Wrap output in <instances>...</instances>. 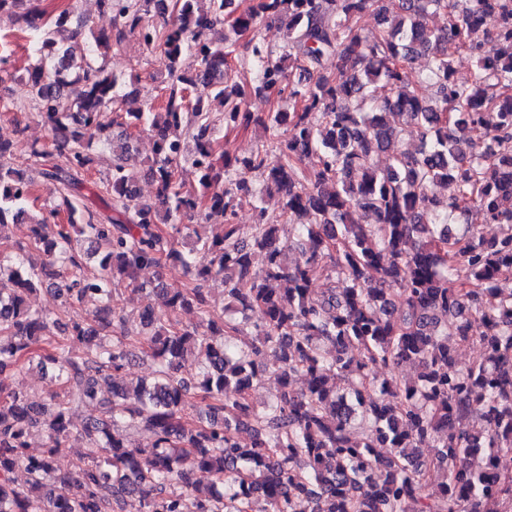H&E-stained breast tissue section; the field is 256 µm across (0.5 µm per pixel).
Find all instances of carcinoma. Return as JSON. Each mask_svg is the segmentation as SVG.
I'll return each instance as SVG.
<instances>
[{"instance_id":"obj_1","label":"carcinoma","mask_w":512,"mask_h":512,"mask_svg":"<svg viewBox=\"0 0 512 512\" xmlns=\"http://www.w3.org/2000/svg\"><path fill=\"white\" fill-rule=\"evenodd\" d=\"M98 3L116 22L115 42L136 39L166 84L159 107L109 117V105L137 90L135 77L58 40L66 29L82 35L75 11L34 17L29 42L44 62L28 74L29 105L51 145H33L29 161L60 203L31 218L33 180L0 140V378L34 362L58 390L38 402L0 382V512H122L134 491L141 512H252L255 502L263 512H512V232L455 228L473 208L512 228V0ZM371 9L378 23L366 34L360 20ZM437 14L447 16L441 28L430 24ZM260 25L283 27L282 44L254 37L249 59L235 63L230 34ZM217 26L229 30L219 40L210 37ZM491 37L498 59L487 63ZM186 53L197 61L191 72L180 68ZM461 53L475 58L466 82L453 77ZM422 55L426 73L413 67ZM421 82L433 85L432 99L416 92ZM273 93L292 110L247 109L248 95ZM391 116L419 145L379 169ZM231 126L260 131L263 144L232 161L218 156L221 128ZM140 129L154 144L142 169L151 200L135 194L127 165ZM90 130L114 161L87 195ZM183 161L198 186L179 180ZM440 183L450 195L434 192ZM265 195L279 206L269 221ZM244 203L261 218L247 247L234 221ZM214 217L224 219L219 233L187 250L163 229L189 236V221ZM282 224L298 233L291 267ZM85 241L96 245L92 271ZM42 245L44 257L30 261ZM166 265L181 268L189 288L169 294L140 280ZM218 278L219 310L207 288ZM119 285L166 311L146 306L129 332L112 309ZM45 287L62 312L31 307ZM88 295L99 305L77 311ZM458 345L482 355L461 369ZM270 353L281 361L278 395L259 409L253 392ZM139 354L157 365L152 378L116 382ZM188 357L199 364L190 379L179 375ZM408 363L418 368L412 380L377 377ZM298 374L307 380L299 391ZM193 395L200 405L190 413ZM84 403L100 416L81 428L85 452L64 470L57 458ZM354 418L364 433L352 431ZM139 428L147 441L132 439ZM35 430L44 444L31 455ZM196 472L208 483L192 482Z\"/></svg>"}]
</instances>
